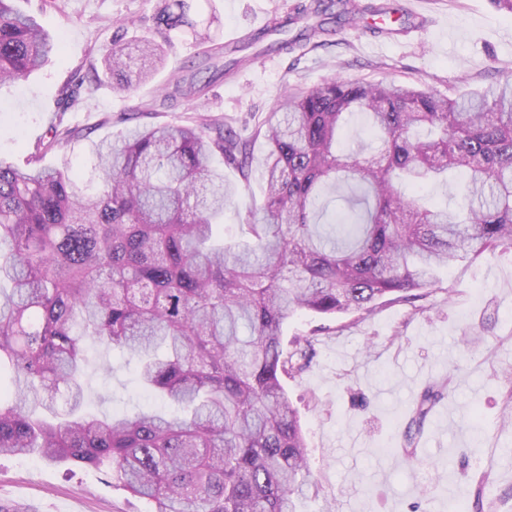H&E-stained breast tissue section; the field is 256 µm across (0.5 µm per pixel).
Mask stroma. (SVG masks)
Returning a JSON list of instances; mask_svg holds the SVG:
<instances>
[{"label":"stroma","instance_id":"obj_1","mask_svg":"<svg viewBox=\"0 0 512 512\" xmlns=\"http://www.w3.org/2000/svg\"><path fill=\"white\" fill-rule=\"evenodd\" d=\"M294 0H199L218 21L215 44L244 31ZM402 5L427 16L426 33L392 37L353 34L350 22L320 20L326 32L244 62L230 74L207 73L200 98L166 97L205 49L179 37L153 79L133 97L113 94L94 79L113 40L135 47L155 0H17L61 40V53L26 82L0 87V160L24 166L33 155L43 165L89 171L94 145L119 137L125 113L137 102L154 112L140 126L195 124L218 118L252 139V174L243 179L222 158L215 168L235 195L219 227L225 240L243 236L242 216L261 201L260 173L267 147L254 134L284 92L306 91L331 77L364 84L392 82L453 97L512 75V15L493 0H373ZM81 136L50 146L53 129ZM317 335L310 368L283 380L297 409L307 445L311 483L293 499L294 512H448L471 502L476 476L492 471L486 494L493 512H512V250L465 259L441 271L415 302L386 303L372 315L288 317L283 342ZM89 408L132 410L147 397L135 385V367L104 348L89 345ZM452 376V401L439 403L417 439V460L401 462L407 414L429 383ZM0 501L27 512H144L116 489L103 471L56 465L36 457L0 455Z\"/></svg>","mask_w":512,"mask_h":512}]
</instances>
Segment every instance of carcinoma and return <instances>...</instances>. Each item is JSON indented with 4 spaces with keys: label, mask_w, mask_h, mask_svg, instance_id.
<instances>
[{
    "label": "carcinoma",
    "mask_w": 512,
    "mask_h": 512,
    "mask_svg": "<svg viewBox=\"0 0 512 512\" xmlns=\"http://www.w3.org/2000/svg\"><path fill=\"white\" fill-rule=\"evenodd\" d=\"M0 0V85L26 80L57 40L36 16ZM193 0H158L131 56L112 43L102 71L131 94L178 35L211 38ZM288 49V20L243 42ZM364 113L376 154L339 147ZM268 153L264 202L247 211L243 243L218 242L213 220L235 191L219 154L244 180L250 140L220 122L136 125L96 144L87 178L0 161V455L112 473L147 512H291L311 475L283 377L314 358V337L283 347L288 316L370 314L409 302L459 258L512 249V78L454 99L396 84L332 77L281 96L258 126ZM443 181L454 211L401 190ZM355 182L320 228L326 197ZM136 363L146 390L178 407L87 412L82 344ZM451 380L428 384L403 431L404 463ZM492 472L471 512H484Z\"/></svg>",
    "instance_id": "carcinoma-1"
}]
</instances>
